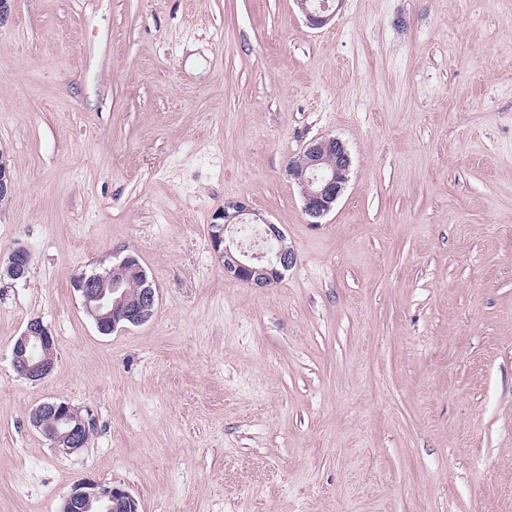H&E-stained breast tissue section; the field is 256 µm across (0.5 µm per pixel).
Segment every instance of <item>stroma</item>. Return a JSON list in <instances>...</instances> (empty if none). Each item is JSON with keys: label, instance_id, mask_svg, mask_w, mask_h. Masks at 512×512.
Wrapping results in <instances>:
<instances>
[{"label": "stroma", "instance_id": "stroma-1", "mask_svg": "<svg viewBox=\"0 0 512 512\" xmlns=\"http://www.w3.org/2000/svg\"><path fill=\"white\" fill-rule=\"evenodd\" d=\"M353 167L312 223L289 164ZM0 512L78 482L140 512H512V0H13L0 23ZM296 262L255 289L225 202ZM137 256L144 325L100 334L73 281ZM41 318L51 375L12 347ZM93 421L62 454L28 423ZM332 2H335V0L322 1L319 4L313 0H296L307 22L312 26H321L333 16L335 10L332 11ZM246 215L253 213L245 200H234L224 204V210L216 215L211 226V244L224 257V272L232 278L254 288H264L282 280L293 266L295 257L288 247L281 245L273 256L261 252L243 250L234 236L236 224L252 223ZM30 254L23 246L10 250L5 259H0L1 276L3 274L13 280L25 278L29 269ZM54 338L47 326L39 318L28 321L24 332L18 337L12 348V365L15 371L32 381L47 378L54 368L55 359L36 358V349L45 352V346H53ZM30 425L48 439L53 448L73 453L83 448V433L90 420L64 401L49 400L39 404L29 414ZM52 421V426L49 422Z\"/></svg>", "mask_w": 512, "mask_h": 512}]
</instances>
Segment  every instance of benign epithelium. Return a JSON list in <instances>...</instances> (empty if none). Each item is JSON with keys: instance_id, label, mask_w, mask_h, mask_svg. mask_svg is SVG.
I'll list each match as a JSON object with an SVG mask.
<instances>
[{"instance_id": "obj_1", "label": "benign epithelium", "mask_w": 512, "mask_h": 512, "mask_svg": "<svg viewBox=\"0 0 512 512\" xmlns=\"http://www.w3.org/2000/svg\"><path fill=\"white\" fill-rule=\"evenodd\" d=\"M307 22L321 26L333 16L330 0H296ZM351 158L345 145L337 138L314 139L309 142L289 168V175L300 188L306 214L318 220L328 214L343 194L348 181ZM252 214L244 200L229 201L216 215L218 222L211 225V244L224 257V272L232 278L255 288H264L282 280L293 266L295 257L290 250L279 247L273 256L242 249L234 236L235 226L246 223ZM30 254L23 246L10 250L0 259V273L13 280L26 277ZM140 275L143 288L136 300L126 297L124 288L129 273ZM82 306L96 328L109 334L129 326H139L155 314L156 289L137 258L127 255L115 262L105 273H92L76 282ZM54 345V338L43 322L28 321L24 332L12 348L15 371L32 381L47 378L55 361L38 358L37 348ZM30 425L48 439L52 447L63 453H73L84 446L83 433L90 420L64 401L49 400L39 404L29 414ZM98 503L104 512H139L138 501L127 490L110 483L83 482L75 485L63 501L60 512H84L92 503Z\"/></svg>"}]
</instances>
